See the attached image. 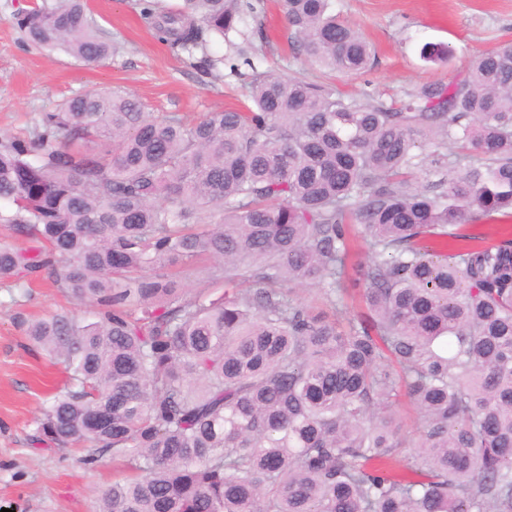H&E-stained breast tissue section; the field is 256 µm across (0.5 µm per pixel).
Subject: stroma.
Segmentation results:
<instances>
[{"mask_svg": "<svg viewBox=\"0 0 512 512\" xmlns=\"http://www.w3.org/2000/svg\"><path fill=\"white\" fill-rule=\"evenodd\" d=\"M251 2L254 9L238 33L210 41L209 55L224 63L207 73L156 40L140 19V0H87L117 46L109 59L90 66L28 42L15 22L28 0H0V135L28 136L39 113L83 93L125 91L155 115L198 117L242 105L253 67L320 77V70L292 52L281 0ZM336 10L376 49L365 73L335 76L337 90L387 104L426 84L454 82L474 56L512 42V0H336ZM427 42L452 46L453 57L423 62L419 49ZM69 310L92 316L47 279L34 282L27 294L0 288V512H94L112 484L111 456L93 462L84 451L31 439L35 419L67 389L68 377L30 346L26 325Z\"/></svg>", "mask_w": 512, "mask_h": 512, "instance_id": "35a3bbf8", "label": "stroma"}]
</instances>
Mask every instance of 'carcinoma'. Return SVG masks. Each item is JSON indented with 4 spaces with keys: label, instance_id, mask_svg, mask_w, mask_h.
<instances>
[{
    "label": "carcinoma",
    "instance_id": "cac0c4a2",
    "mask_svg": "<svg viewBox=\"0 0 512 512\" xmlns=\"http://www.w3.org/2000/svg\"><path fill=\"white\" fill-rule=\"evenodd\" d=\"M334 7L283 0L292 49L364 71L372 47ZM249 8L181 0L140 15L191 56ZM16 24L82 63L115 51L85 0L35 4ZM247 88L251 105L195 121L120 92L76 95L31 136L0 137V224L43 243L0 246V286L44 272L95 309L28 325L71 384L34 441L112 454L97 512H512V239L442 259L424 245L475 212L512 217V43L390 106L255 68ZM445 167L439 190L410 181ZM353 224L367 247L354 279ZM199 269L211 287L191 294ZM361 282L368 313L329 318ZM311 287L320 302L297 297ZM402 395L419 413L406 464Z\"/></svg>",
    "mask_w": 512,
    "mask_h": 512
}]
</instances>
